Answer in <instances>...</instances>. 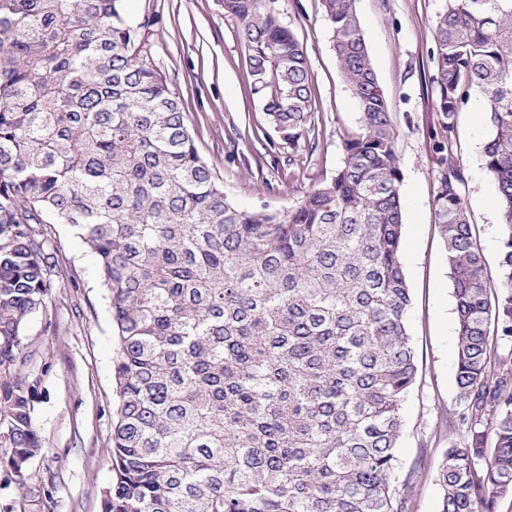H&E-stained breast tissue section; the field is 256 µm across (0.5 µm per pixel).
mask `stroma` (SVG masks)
I'll use <instances>...</instances> for the list:
<instances>
[{
	"instance_id": "35a3bbf8",
	"label": "stroma",
	"mask_w": 512,
	"mask_h": 512,
	"mask_svg": "<svg viewBox=\"0 0 512 512\" xmlns=\"http://www.w3.org/2000/svg\"><path fill=\"white\" fill-rule=\"evenodd\" d=\"M302 44L315 98L314 151L286 143L249 88L248 52L223 0H126L130 24L156 20L149 39L157 66L179 96L200 155L232 204L284 213L332 177L361 121L333 48L322 0H274ZM446 0H356L379 86L398 132L403 180L402 261L411 291L409 330L418 362L403 403L398 488L410 512H439L437 474L458 434L455 300L433 196L444 134L432 85L434 21ZM465 176V198L486 274L499 277L502 233L496 187L483 168L486 105L472 93L449 134ZM56 255L58 274L32 317L13 380L38 378L32 422L43 443L24 481L0 486V512H101L112 481L105 454L118 398L112 365L119 346L96 259L69 225L36 227Z\"/></svg>"
}]
</instances>
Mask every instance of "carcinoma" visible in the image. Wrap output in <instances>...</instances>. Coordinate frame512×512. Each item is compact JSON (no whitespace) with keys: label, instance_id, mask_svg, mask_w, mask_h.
Returning a JSON list of instances; mask_svg holds the SVG:
<instances>
[{"label":"carcinoma","instance_id":"obj_1","mask_svg":"<svg viewBox=\"0 0 512 512\" xmlns=\"http://www.w3.org/2000/svg\"><path fill=\"white\" fill-rule=\"evenodd\" d=\"M124 0H0V373L9 374L56 262L49 214L95 255L119 344L113 478L103 512H410L396 491L402 405L418 366L401 256L398 133L356 0H323L361 112L343 165L286 213L224 197L179 97ZM252 94L292 147L315 145L303 48L263 0H223ZM443 129L486 102L483 166L503 224L491 280L463 188L442 158L433 198L457 314L458 440L440 512L512 494V0H448L435 21ZM38 381L0 382L4 484L42 450Z\"/></svg>","mask_w":512,"mask_h":512}]
</instances>
